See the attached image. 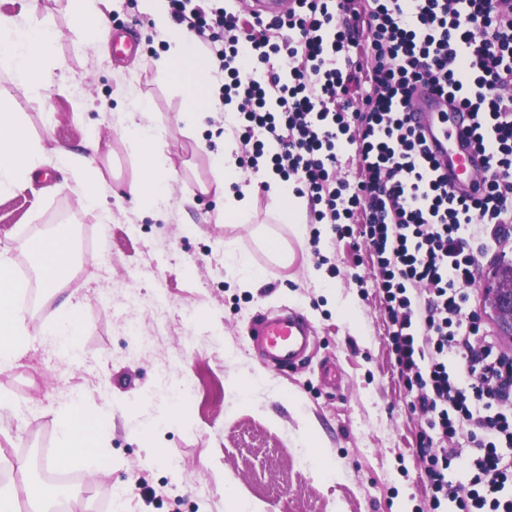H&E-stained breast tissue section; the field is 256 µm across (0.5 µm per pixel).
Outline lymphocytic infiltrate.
Here are the masks:
<instances>
[{
    "label": "lymphocytic infiltrate",
    "mask_w": 512,
    "mask_h": 512,
    "mask_svg": "<svg viewBox=\"0 0 512 512\" xmlns=\"http://www.w3.org/2000/svg\"><path fill=\"white\" fill-rule=\"evenodd\" d=\"M172 18L203 35L223 103H237L243 169L267 166L309 196L316 223L339 237L360 225L382 279L395 361L430 431H468L473 451L420 440L432 508L512 512V420L480 406L512 402V357L487 342L470 306L482 258L512 238V0H295L272 27L239 24L223 6L170 0ZM288 29L271 41L269 29ZM288 61L258 78L244 60ZM427 83L459 96L473 141L491 159L477 197L454 196L406 109ZM354 146L356 181L334 182L336 144ZM472 470L468 484L445 472Z\"/></svg>",
    "instance_id": "lymphocytic-infiltrate-1"
}]
</instances>
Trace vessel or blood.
<instances>
[{
  "label": "vessel or blood",
  "mask_w": 512,
  "mask_h": 512,
  "mask_svg": "<svg viewBox=\"0 0 512 512\" xmlns=\"http://www.w3.org/2000/svg\"><path fill=\"white\" fill-rule=\"evenodd\" d=\"M292 0H247L249 11L260 20L286 18ZM450 108L449 96L429 87L417 86L409 111L425 138L441 173L448 176V187L456 195L471 193L488 166L486 154L463 146V132L471 125V115H463L450 127H440L438 118ZM248 343L259 361L279 373L303 364L317 342L316 331L299 311L282 307L256 313L247 327Z\"/></svg>",
  "instance_id": "b4317fda"
}]
</instances>
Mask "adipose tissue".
Instances as JSON below:
<instances>
[{"label":"adipose tissue","mask_w":512,"mask_h":512,"mask_svg":"<svg viewBox=\"0 0 512 512\" xmlns=\"http://www.w3.org/2000/svg\"><path fill=\"white\" fill-rule=\"evenodd\" d=\"M139 5L171 42L169 53L157 60L156 65L182 88L184 109L178 119L187 129H194L202 116L216 112L220 102L219 86L213 75L214 62L199 49L193 34L173 28L168 0H139ZM36 8L35 0H29L20 16L0 17V71L9 73L25 94L45 100L60 81L53 62L59 33L53 25L38 20ZM150 111L145 99H125L120 105L118 122L121 136L132 147L140 171L129 183L128 194L160 212L170 201L172 173L155 146ZM235 152L233 141L224 140L211 155V182L199 186L201 193L213 191L221 199L215 217L219 224L242 222L253 207L254 197L243 184ZM47 162L71 175L70 181L58 184V191L75 193L84 212L95 214L99 223H111L112 214L103 208L102 201L112 188L94 173L91 159L64 149L46 151L32 137L19 113L0 101V191L27 183L32 173ZM270 188L271 206L280 222L291 225L294 233H301L305 227V198L278 179L271 180ZM29 249L39 257L35 273L42 285L56 287L69 271L67 260L74 253L72 238L65 232H57L33 240ZM22 292L23 284L16 278L10 259L0 255V372L16 366L31 350V336L20 305ZM107 419V414L86 412L78 397H69L58 411L57 448L51 467L78 468L91 473L103 471L108 463L103 452Z\"/></svg>","instance_id":"adipose-tissue-1"}]
</instances>
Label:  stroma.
<instances>
[{"label":"stroma","mask_w":512,"mask_h":512,"mask_svg":"<svg viewBox=\"0 0 512 512\" xmlns=\"http://www.w3.org/2000/svg\"><path fill=\"white\" fill-rule=\"evenodd\" d=\"M40 15L63 32L55 59L64 81L46 105L6 76L0 95L46 147L84 154L97 134L94 166L114 193L106 198L108 224L82 212L74 193L52 191L66 177L59 170L0 194V254L26 285L30 333L53 327L58 301L36 279L25 245L60 230L74 237L62 286L81 324L78 359L45 343L0 373V454L13 464L0 471V484L15 489L19 512L29 510L27 487L43 481L56 412L74 393L86 411L111 409V466L67 471L55 490L68 512H230L229 486L257 512H430L417 455L425 423L409 409L362 242L312 222L294 238L262 190L247 222L215 223L218 198L199 185L210 178L211 129L223 116L192 131L178 124L183 92L154 64L166 41L138 0H112L110 33L95 42L85 41L67 0H41ZM120 30L139 43L121 62L111 38ZM130 91L150 102L157 147L174 174L161 214L124 194L138 166L113 126ZM267 236L290 239L293 264L269 260ZM228 252L262 271L260 285L239 286L223 263ZM131 291L138 307L126 303ZM283 306L314 324L318 342L304 367L275 374L244 339L254 314ZM130 319L138 335L129 334ZM327 364L339 371V385L321 379ZM163 381L193 384L166 424L156 421ZM142 474L149 490L135 487Z\"/></svg>","instance_id":"1"}]
</instances>
